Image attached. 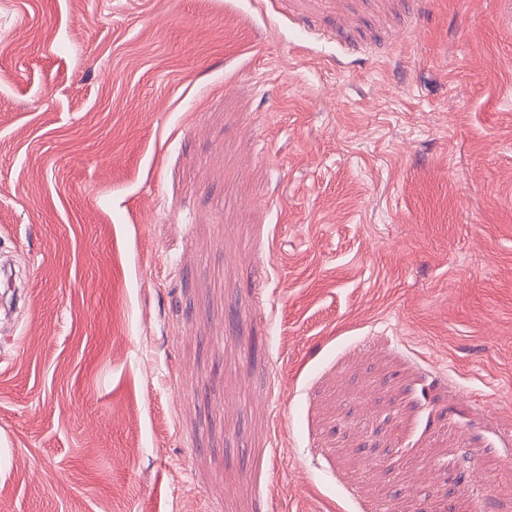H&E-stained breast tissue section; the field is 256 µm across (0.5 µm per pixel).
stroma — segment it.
I'll return each mask as SVG.
<instances>
[{"label":"stroma","mask_w":512,"mask_h":512,"mask_svg":"<svg viewBox=\"0 0 512 512\" xmlns=\"http://www.w3.org/2000/svg\"><path fill=\"white\" fill-rule=\"evenodd\" d=\"M0 264V512H512V0H0Z\"/></svg>","instance_id":"1"}]
</instances>
